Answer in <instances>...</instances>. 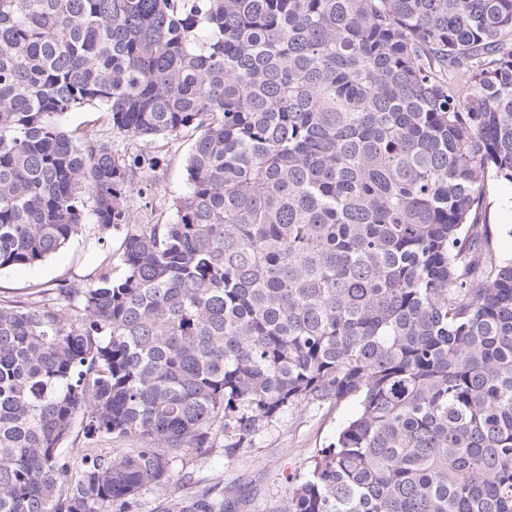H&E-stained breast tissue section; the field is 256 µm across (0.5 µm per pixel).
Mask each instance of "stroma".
<instances>
[{
	"label": "stroma",
	"mask_w": 512,
	"mask_h": 512,
	"mask_svg": "<svg viewBox=\"0 0 512 512\" xmlns=\"http://www.w3.org/2000/svg\"><path fill=\"white\" fill-rule=\"evenodd\" d=\"M190 137L156 138L120 142L128 154L155 158L152 173L153 207L135 211L138 224H167L174 218V202L187 190L185 159ZM124 230L100 232L85 225L61 251L45 261L24 268L0 271V298L24 299L35 292L65 284L82 288L95 277L103 253L119 254ZM356 412L353 402L309 406L283 416L257 435L251 445L226 454L223 448L210 453L186 452L172 463V477L161 486L143 489L132 512H166L171 500L189 499L208 492L223 500L224 512H282L295 474L307 470L317 452L334 439L337 429ZM134 441L109 437L88 438L74 426L63 447L73 461L88 454L121 457Z\"/></svg>",
	"instance_id": "1"
}]
</instances>
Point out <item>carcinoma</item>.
I'll return each mask as SVG.
<instances>
[{"label": "carcinoma", "instance_id": "1", "mask_svg": "<svg viewBox=\"0 0 512 512\" xmlns=\"http://www.w3.org/2000/svg\"><path fill=\"white\" fill-rule=\"evenodd\" d=\"M193 138L169 224L0 299V512H128L184 451L357 412L283 512H512V0H0V271L133 223L98 128ZM132 438L120 458L60 448ZM167 512H224L205 492ZM104 120L105 116H103L101 113L95 112L93 110H85L65 114L61 119V123L66 128V130L71 131L76 127L92 124H95L100 128L106 127L107 124L103 123ZM490 220L494 224L492 238V248L494 251L499 253H511L512 252V238L501 236L497 233V229L503 224L512 225V207H503L499 209H492L490 214ZM136 447V442L128 439H112L110 437L89 439L85 436L82 425L78 421L62 451L70 461H80L87 454H102L119 458L129 452L131 448Z\"/></svg>", "mask_w": 512, "mask_h": 512}]
</instances>
